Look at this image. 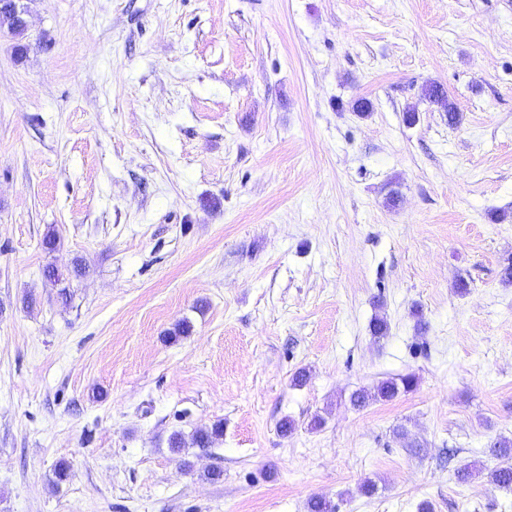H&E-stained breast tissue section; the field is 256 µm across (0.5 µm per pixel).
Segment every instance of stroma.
Wrapping results in <instances>:
<instances>
[{
    "label": "stroma",
    "mask_w": 512,
    "mask_h": 512,
    "mask_svg": "<svg viewBox=\"0 0 512 512\" xmlns=\"http://www.w3.org/2000/svg\"><path fill=\"white\" fill-rule=\"evenodd\" d=\"M25 4L0 25V512H512V0ZM78 257L60 297L43 271ZM22 0H3L1 2V6L12 10L14 9L15 14L20 16L24 23H26V20L24 18L25 15V9L23 4H21ZM12 13L11 11H1L0 12V23H7L10 31L14 33L15 35H24L27 31V27L22 26L16 15ZM413 376H403L397 379H388L382 381L373 391L360 390L351 396V402L354 406H365L370 401L391 400L398 395L401 388L408 391L414 386ZM399 381V382H398ZM490 451L500 459V464L490 471L491 480L502 487L512 486V439L498 437L492 442Z\"/></svg>",
    "instance_id": "1"
}]
</instances>
